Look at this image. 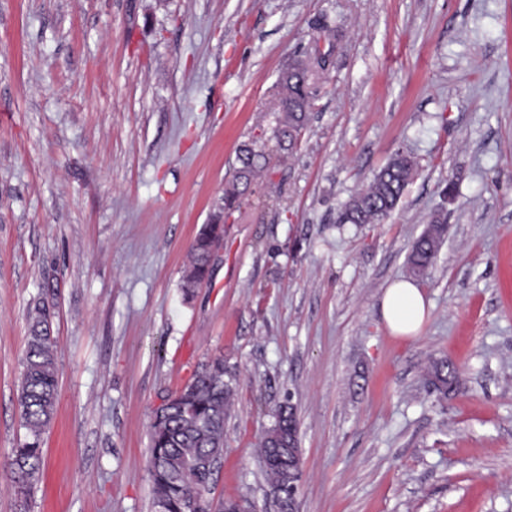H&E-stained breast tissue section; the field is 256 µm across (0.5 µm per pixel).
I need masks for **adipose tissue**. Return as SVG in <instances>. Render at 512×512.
I'll return each instance as SVG.
<instances>
[{
    "mask_svg": "<svg viewBox=\"0 0 512 512\" xmlns=\"http://www.w3.org/2000/svg\"><path fill=\"white\" fill-rule=\"evenodd\" d=\"M381 312L393 335L415 336L425 321L427 306L420 288L408 281H398L385 291Z\"/></svg>",
    "mask_w": 512,
    "mask_h": 512,
    "instance_id": "1",
    "label": "adipose tissue"
}]
</instances>
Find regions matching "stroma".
<instances>
[{
	"label": "stroma",
	"instance_id": "1",
	"mask_svg": "<svg viewBox=\"0 0 512 512\" xmlns=\"http://www.w3.org/2000/svg\"><path fill=\"white\" fill-rule=\"evenodd\" d=\"M316 47L328 69L288 157L272 88ZM245 143L271 170L185 297ZM401 151L418 170L396 210L340 223ZM409 279L429 316L395 336L381 300ZM37 301L58 400L22 499ZM216 358L234 404L213 500L278 512L258 449L288 405L295 512H512V0H0V512H155L153 413ZM439 360L459 369L445 399ZM431 224H441L433 233L424 231L415 241L408 262L415 274H425L435 263L436 254L442 243L447 224L434 219ZM216 225L204 224L199 230L190 250V263L185 270L182 288L186 297L192 296L194 283L207 275L208 253L207 243L216 231ZM426 376L431 388L440 398L448 397V393L458 386V369L446 361H435L427 369Z\"/></svg>",
	"mask_w": 512,
	"mask_h": 512
}]
</instances>
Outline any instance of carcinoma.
I'll list each match as a JSON object with an SVG mask.
<instances>
[{"instance_id":"cac0c4a2","label":"carcinoma","mask_w":512,"mask_h":512,"mask_svg":"<svg viewBox=\"0 0 512 512\" xmlns=\"http://www.w3.org/2000/svg\"><path fill=\"white\" fill-rule=\"evenodd\" d=\"M329 54L314 49L293 65L284 66L275 84L277 100L273 137L283 151H292L299 132L304 129L311 107L312 83L324 73ZM240 166L224 189L218 212L229 217L238 201L251 188L256 175L269 168L267 154L251 145L238 156ZM417 162L409 154L397 155L373 179L370 187L344 205L340 222L379 224L388 218L401 201L416 172ZM434 232H423L415 241L408 262L416 274H424L435 263L447 225ZM216 231L213 224L199 230L190 250L182 288L185 296L194 292V283L207 275V243ZM29 336L22 361L20 404L26 437L13 449L9 460L11 481L17 493L28 495L39 482L44 468L42 438L49 428L57 402V362L51 337V313L41 302L29 311ZM431 388L440 397L458 386V369L446 361H435L427 369ZM232 406V388L224 381V361L213 360L195 373L173 399L157 408L151 424V448L148 471L153 488L154 507L161 512H185L191 501L207 498L212 475L199 465L202 458L224 449V419ZM296 427L294 414L281 407L267 430L260 448L262 462L272 486L285 480L283 465L277 457L285 449L276 447L288 440V431Z\"/></svg>"}]
</instances>
